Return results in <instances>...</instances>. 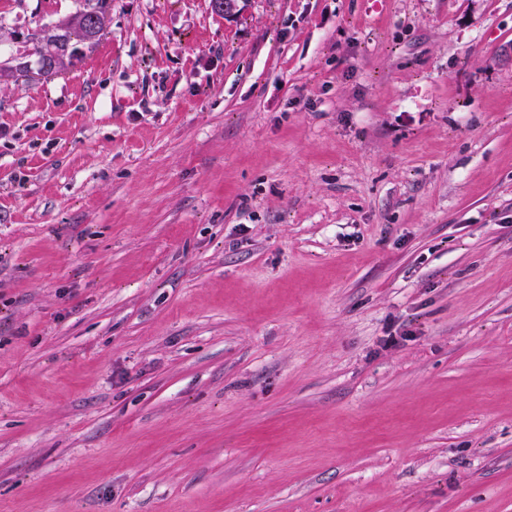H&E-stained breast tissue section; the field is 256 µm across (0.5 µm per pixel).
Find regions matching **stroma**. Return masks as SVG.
<instances>
[{
	"mask_svg": "<svg viewBox=\"0 0 512 512\" xmlns=\"http://www.w3.org/2000/svg\"><path fill=\"white\" fill-rule=\"evenodd\" d=\"M109 15L0 84V512H512V0Z\"/></svg>",
	"mask_w": 512,
	"mask_h": 512,
	"instance_id": "1",
	"label": "stroma"
}]
</instances>
